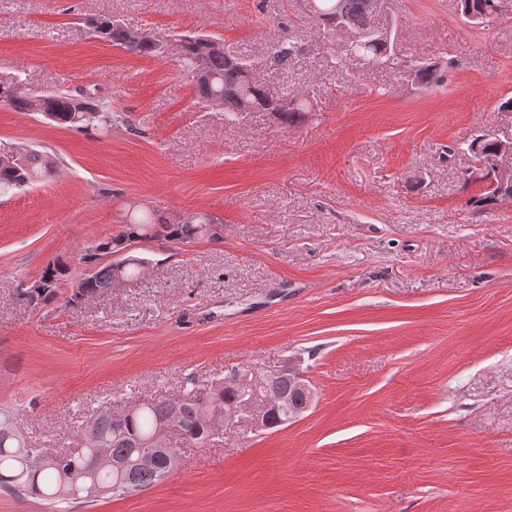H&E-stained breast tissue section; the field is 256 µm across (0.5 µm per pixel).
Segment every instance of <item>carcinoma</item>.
<instances>
[{"mask_svg":"<svg viewBox=\"0 0 512 512\" xmlns=\"http://www.w3.org/2000/svg\"><path fill=\"white\" fill-rule=\"evenodd\" d=\"M316 17L323 34L330 35L331 17L335 14L336 0H316ZM345 16L348 22L359 28L371 27L373 19V0H343ZM497 0H457V9L467 20L482 15L496 13ZM93 37L123 48L126 51L145 58H160L157 45L148 41L132 42L129 40V28L109 16H99L88 21ZM215 38L211 36L185 35L182 38L184 49L178 63L181 71L191 76L194 85V97L200 104H212L217 93L235 83L237 72L230 65L228 55L211 49ZM272 59L276 64L287 61L296 55L295 42L284 37L272 41ZM352 54L365 61L371 67L389 66L401 63L413 65V61H397L395 53H386L383 48L372 43L359 45ZM416 77L419 84L429 88L444 80L440 72L431 67L416 64ZM21 81L10 75L0 74V104L16 112L32 111L28 97L18 91ZM307 92L288 95L279 93L277 97L289 102L287 110L281 113L282 121L287 125L300 123L308 112L305 97ZM44 103L39 114L54 116L53 123L68 127L96 128L109 130L112 122V105L96 98L95 93L72 95L66 92H49L42 94ZM473 162L464 175V184L480 181L484 183L482 192L471 198V205L476 210L485 209L502 201L512 200V183L501 184L492 176L490 169L480 167L488 164L497 156L495 139L482 132L466 143L464 148ZM20 156L12 165L0 164V191H21L37 180L48 176L53 171V162L35 150L19 149ZM152 219L147 211L134 213V221L125 225L116 235L99 240L88 247L80 261L93 268V272L81 278L75 285L68 299L72 306L79 304V294L85 292L91 296L112 289L117 272L131 280L139 278L140 267L145 259L137 256L124 259L121 270L112 264H102L100 260L114 252L123 250L132 240L148 237ZM204 223L187 220L181 224H164L163 231L173 240H192L203 235ZM70 273V266L57 259L47 264L43 271V291L37 297L18 294V298L32 306L46 304L55 298L57 289ZM262 395L284 404L271 409V428L277 429L288 424V420L302 413L303 400L290 390L288 377L266 383L261 388ZM237 393L231 388L211 387L197 395L193 402H179L176 399H164L132 407L126 416L116 419L109 410L101 411L83 430L84 444L81 451H72L57 455L56 464L42 471L27 475L20 486H15L13 479L25 469L26 449L18 436L5 437L0 434V482L17 487L19 491L39 495L54 501L60 495H70V499L96 497V493H87L88 483L83 476L86 463L90 460L94 446L91 441H102L110 449L112 459H126L136 440L150 437L158 427L166 425L176 428L182 439L188 443L200 444L210 437L209 408L213 401L225 404L236 399ZM168 453H156L150 463L138 466L134 471L133 481L137 491H145L158 483L161 473L167 468Z\"/></svg>","mask_w":512,"mask_h":512,"instance_id":"cac0c4a2","label":"carcinoma"}]
</instances>
